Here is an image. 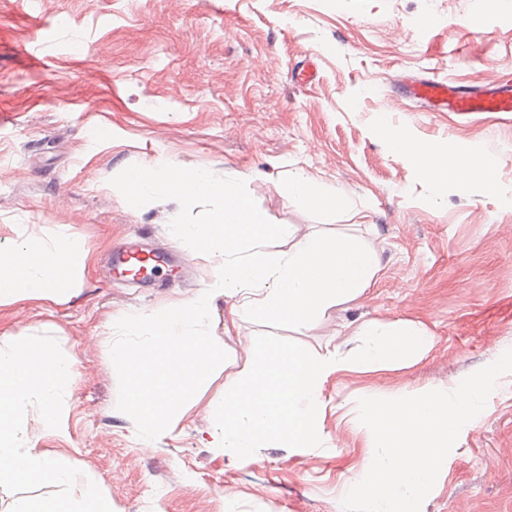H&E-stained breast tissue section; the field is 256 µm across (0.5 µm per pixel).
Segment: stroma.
I'll use <instances>...</instances> for the list:
<instances>
[{
  "instance_id": "stroma-1",
  "label": "stroma",
  "mask_w": 512,
  "mask_h": 512,
  "mask_svg": "<svg viewBox=\"0 0 512 512\" xmlns=\"http://www.w3.org/2000/svg\"><path fill=\"white\" fill-rule=\"evenodd\" d=\"M433 67L470 85L512 80V0H0V244L62 231L87 254L77 295L0 306V340L50 334L73 361L60 428L33 407L26 419L39 447L80 465L78 487L94 481L113 512H342L369 446L345 410L459 384L512 349V201L476 183L435 196L376 127L384 113L394 131L473 148L512 186L511 117L427 112L396 94L393 75ZM102 127L109 140H97ZM154 160L244 181L270 222L304 232L343 229L364 211L352 232L377 254L373 285L277 336L349 356L358 324L413 321L433 348L398 371L331 376L320 447L232 461L207 445L212 408L265 327L233 319L236 299L219 298L210 331L228 360L180 409L178 439L144 446L117 408L108 328L194 298L219 269L195 255L179 287L106 282L120 242L142 232L178 245L176 201L133 210L110 183ZM300 171L344 193L350 211L300 206L288 194ZM421 512H512V373L465 427Z\"/></svg>"
}]
</instances>
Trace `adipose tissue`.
I'll return each instance as SVG.
<instances>
[{
    "label": "adipose tissue",
    "mask_w": 512,
    "mask_h": 512,
    "mask_svg": "<svg viewBox=\"0 0 512 512\" xmlns=\"http://www.w3.org/2000/svg\"><path fill=\"white\" fill-rule=\"evenodd\" d=\"M393 140L435 192L446 191L452 181L463 185L474 181L503 196L512 191L495 180L490 164L478 152L462 147L439 149L400 133ZM288 191L313 211L349 209L347 199L335 188L315 183L302 172L292 179ZM84 263V255L64 235L48 243L22 238L0 245V306L29 297L61 300L76 295Z\"/></svg>",
    "instance_id": "obj_1"
}]
</instances>
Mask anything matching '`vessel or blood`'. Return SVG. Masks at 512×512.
<instances>
[{
  "mask_svg": "<svg viewBox=\"0 0 512 512\" xmlns=\"http://www.w3.org/2000/svg\"><path fill=\"white\" fill-rule=\"evenodd\" d=\"M398 92L415 100L429 112H512V85L460 86L436 72L403 77ZM172 263L171 254L162 248L128 242L114 249L112 273L134 284L149 283Z\"/></svg>",
  "mask_w": 512,
  "mask_h": 512,
  "instance_id": "b4317fda",
  "label": "vessel or blood"
}]
</instances>
